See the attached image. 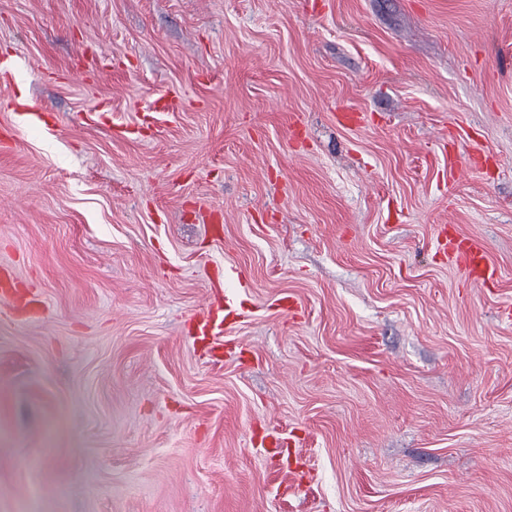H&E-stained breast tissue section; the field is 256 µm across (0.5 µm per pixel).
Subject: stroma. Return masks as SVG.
I'll return each mask as SVG.
<instances>
[{
    "instance_id": "1",
    "label": "stroma",
    "mask_w": 512,
    "mask_h": 512,
    "mask_svg": "<svg viewBox=\"0 0 512 512\" xmlns=\"http://www.w3.org/2000/svg\"><path fill=\"white\" fill-rule=\"evenodd\" d=\"M509 57L512 0H0V512H512ZM448 255L454 257L460 270L474 283L485 284L493 280L491 269L483 246L471 239L448 241ZM239 309L228 298H224V308L222 305L209 304L202 316H199L196 323L195 334L201 340H210L213 336H219L224 333L225 325L234 320Z\"/></svg>"
}]
</instances>
